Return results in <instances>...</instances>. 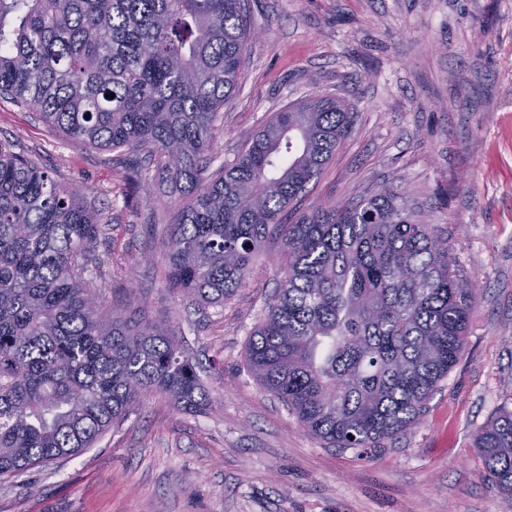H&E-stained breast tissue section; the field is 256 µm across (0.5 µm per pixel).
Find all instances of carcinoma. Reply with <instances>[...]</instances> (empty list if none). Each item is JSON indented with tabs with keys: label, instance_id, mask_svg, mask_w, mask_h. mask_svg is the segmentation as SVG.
Masks as SVG:
<instances>
[{
	"label": "carcinoma",
	"instance_id": "1",
	"mask_svg": "<svg viewBox=\"0 0 512 512\" xmlns=\"http://www.w3.org/2000/svg\"><path fill=\"white\" fill-rule=\"evenodd\" d=\"M249 34L245 0H0V94L71 141L157 164L174 210L166 284L195 303L224 304L278 243L285 275L248 369L313 435L362 452L418 423L461 359L479 289L392 186L295 214L351 131L343 99L274 113L208 172ZM102 234L80 189L0 143V475L95 447L147 394L206 405L167 329L100 305L85 270ZM474 448L512 498V410Z\"/></svg>",
	"mask_w": 512,
	"mask_h": 512
}]
</instances>
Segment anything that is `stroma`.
<instances>
[{"mask_svg":"<svg viewBox=\"0 0 512 512\" xmlns=\"http://www.w3.org/2000/svg\"><path fill=\"white\" fill-rule=\"evenodd\" d=\"M252 38L224 103L213 167L282 109L321 95L354 107L351 133L302 208L382 184L447 236L480 297L459 363L419 423L360 456L311 435L250 374L246 346L284 273L276 244L221 306L164 280L173 212L161 173L124 181L126 154L75 144L0 98V142L79 187L107 227L86 273L105 308L162 323L209 398H144L94 448L0 476V512H512L482 476L473 435L512 409V0H249Z\"/></svg>","mask_w":512,"mask_h":512,"instance_id":"1","label":"stroma"}]
</instances>
